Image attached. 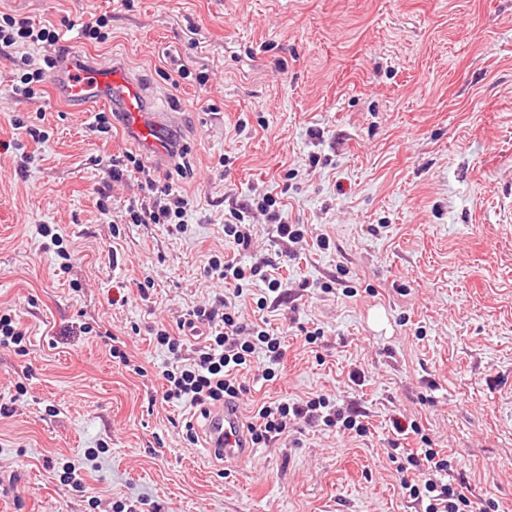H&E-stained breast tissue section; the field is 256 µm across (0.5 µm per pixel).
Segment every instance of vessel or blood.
<instances>
[{"mask_svg":"<svg viewBox=\"0 0 512 512\" xmlns=\"http://www.w3.org/2000/svg\"><path fill=\"white\" fill-rule=\"evenodd\" d=\"M57 92L84 110L100 105L115 108L123 125L157 160L166 161L173 151L171 117L151 112L139 83L125 70L94 65L68 69L54 77ZM206 449L213 459L232 466L250 453V437L235 405L209 412L205 424Z\"/></svg>","mask_w":512,"mask_h":512,"instance_id":"b4317fda","label":"vessel or blood"}]
</instances>
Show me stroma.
Wrapping results in <instances>:
<instances>
[{"mask_svg": "<svg viewBox=\"0 0 512 512\" xmlns=\"http://www.w3.org/2000/svg\"><path fill=\"white\" fill-rule=\"evenodd\" d=\"M3 13L104 19L73 51L177 112L191 169L94 129L51 82L14 95L16 53L0 48V314L28 337L25 353L0 348V512H424L391 456L396 419L418 426L411 446L447 455L445 482L512 512V0H0ZM126 154L187 196L185 232L132 223L149 191L137 173L113 181ZM264 195L307 229L291 256L249 208ZM239 210L245 251L224 238ZM214 254L269 259L288 287L262 311L257 286L239 299L241 322L286 350L272 380L259 357L239 373L244 419L323 393L366 434L294 419L227 469L187 440L200 410L164 400L151 329L223 295Z\"/></svg>", "mask_w": 512, "mask_h": 512, "instance_id": "35a3bbf8", "label": "stroma"}]
</instances>
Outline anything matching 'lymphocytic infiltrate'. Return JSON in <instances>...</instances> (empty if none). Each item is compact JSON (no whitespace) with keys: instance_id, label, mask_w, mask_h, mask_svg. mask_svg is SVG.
<instances>
[{"instance_id":"1","label":"lymphocytic infiltrate","mask_w":512,"mask_h":512,"mask_svg":"<svg viewBox=\"0 0 512 512\" xmlns=\"http://www.w3.org/2000/svg\"><path fill=\"white\" fill-rule=\"evenodd\" d=\"M69 40L67 31L45 26L38 28L29 19L9 14L0 16V46L15 48L23 68L14 86L15 93L33 95L36 85L45 81L49 69L70 61ZM45 47L56 48L57 53L45 57L43 66H36L33 55ZM147 185L156 200L150 206L143 203L130 205L132 223L172 224L176 229H183L187 198L168 183L160 184L151 179ZM209 265L211 271L225 282L239 286L256 281L264 284L266 294L279 297L284 294L282 280L266 271L265 260L243 266L214 257ZM155 340L171 359L169 368L163 372L166 381L164 399L187 402L203 409L233 401L244 393L245 387L237 375L250 365L254 354L264 356L266 366L262 377L267 381L274 378L275 369L284 357L280 338L263 330L246 328L238 319L235 302L227 296L217 298L210 307L193 310L188 318L181 320L177 333L158 329ZM293 418L359 434L366 430L356 414L344 411L337 407L335 400L319 394L297 403L261 405L248 425L252 444L266 445L278 439ZM405 461L411 469L423 475L424 483L418 486L405 480L401 486L414 498L420 492H429L426 512H487L483 503L470 500L450 484L438 482V474L447 471L449 463L437 451L430 448L411 450Z\"/></svg>"}]
</instances>
